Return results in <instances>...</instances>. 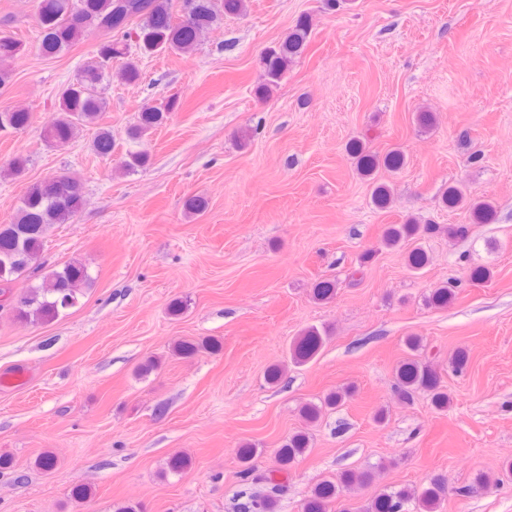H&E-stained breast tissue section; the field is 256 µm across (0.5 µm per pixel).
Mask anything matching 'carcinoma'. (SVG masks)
<instances>
[{
    "mask_svg": "<svg viewBox=\"0 0 512 512\" xmlns=\"http://www.w3.org/2000/svg\"><path fill=\"white\" fill-rule=\"evenodd\" d=\"M248 8L247 0H35V22L39 30V52L45 57H56L74 47L86 33L92 31L101 41L83 64L78 78L63 86L59 93L57 112L45 123L42 139L48 147H58L73 139L83 127L99 124L106 109L102 84L117 74L121 81L131 84L141 78L138 59L158 53L189 54L195 50L200 34L220 26L224 18L241 16ZM311 25L301 16L295 25L273 46L260 55L264 82L256 88L260 98L268 96L280 83L288 66L308 48ZM23 50V44L7 35L0 36V87L10 77L9 64ZM176 108V100L146 104L137 112L128 134L140 138L165 125ZM33 115L22 108L0 109V130H24ZM91 150L100 157H110L115 150L112 129L98 128ZM347 152L357 174L374 179L383 167L390 172L401 170L406 156L398 148L379 156L367 148L361 139L348 144ZM150 156L146 152L133 153L121 161L127 172L144 167ZM467 203L473 219L479 224L494 221L496 211L491 202L471 197L463 184L448 187L444 206L453 209ZM85 204V192L77 177L56 176L29 185L10 221L0 224V261L17 250L30 258L32 273L43 271L36 265L48 230L55 224H69ZM435 224L391 225L384 236L389 247L420 239L435 232ZM427 254L416 245L406 253V263L414 271L427 265ZM88 267L70 260L58 264L43 276L41 284L26 291L28 299L10 306L16 320L25 323H47L61 312L74 307L79 296L91 285ZM326 342V332L315 326L303 331L290 347L291 361L297 365L316 356ZM394 390L404 400L425 391L439 410L448 408V393L429 366L416 358L400 364ZM308 448V437L302 433L292 436L281 449V468L267 474L254 473L250 462L253 448L245 446L241 453L244 468L241 478L244 488L239 491L240 512H275L278 497L287 488L277 474L286 471ZM367 480L364 473L350 471L336 479L319 482L305 501L303 512H329L330 504L343 493ZM262 483L264 492L252 485ZM447 493L442 477H434L420 489L381 493L371 500L368 512H405L413 503V512H440Z\"/></svg>",
    "mask_w": 512,
    "mask_h": 512,
    "instance_id": "obj_1",
    "label": "carcinoma"
}]
</instances>
